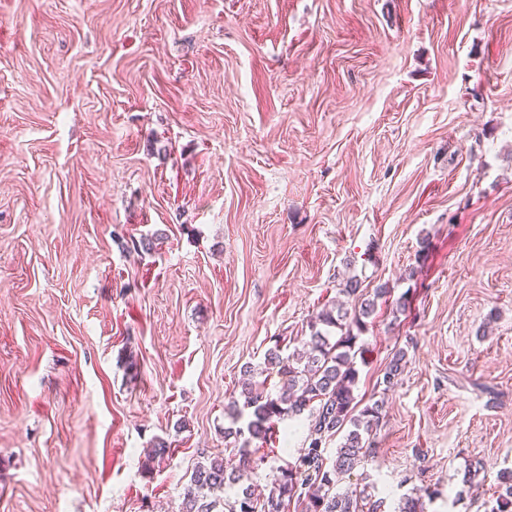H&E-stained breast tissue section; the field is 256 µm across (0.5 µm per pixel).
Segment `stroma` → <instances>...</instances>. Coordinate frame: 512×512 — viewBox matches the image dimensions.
Wrapping results in <instances>:
<instances>
[{"label": "stroma", "instance_id": "1", "mask_svg": "<svg viewBox=\"0 0 512 512\" xmlns=\"http://www.w3.org/2000/svg\"><path fill=\"white\" fill-rule=\"evenodd\" d=\"M351 277L391 290L351 483L485 512L512 470V0H0V512H178L246 367ZM406 352L401 348L394 353L391 360L386 365L382 381L380 379L379 384L384 386L383 391H389L398 381V376L406 364Z\"/></svg>", "mask_w": 512, "mask_h": 512}]
</instances>
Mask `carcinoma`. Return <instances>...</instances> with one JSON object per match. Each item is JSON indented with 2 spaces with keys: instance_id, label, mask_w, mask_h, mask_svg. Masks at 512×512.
Here are the masks:
<instances>
[{
  "instance_id": "carcinoma-1",
  "label": "carcinoma",
  "mask_w": 512,
  "mask_h": 512,
  "mask_svg": "<svg viewBox=\"0 0 512 512\" xmlns=\"http://www.w3.org/2000/svg\"><path fill=\"white\" fill-rule=\"evenodd\" d=\"M341 292L358 305L321 311L310 322L300 352L284 356L280 340H274L264 368L250 373L239 396L231 397L226 409L232 425L224 428V440H233L231 451L238 462L218 456L199 462L185 489L181 512H386L385 499L342 483L371 447L370 436L382 414L379 400L358 408L357 359L364 358V348L357 340L377 301L390 288L381 284L366 297L361 282L351 277ZM336 331L341 335L333 336ZM405 364L406 352L400 349L383 371L384 390L397 383ZM269 370L281 377L275 395L262 379ZM303 414L306 437L298 457L280 468L266 495L255 494L252 475L264 459L253 457L251 442L265 440L277 423ZM342 431L344 442L330 458L325 444ZM489 512H512V470L503 472Z\"/></svg>"
}]
</instances>
